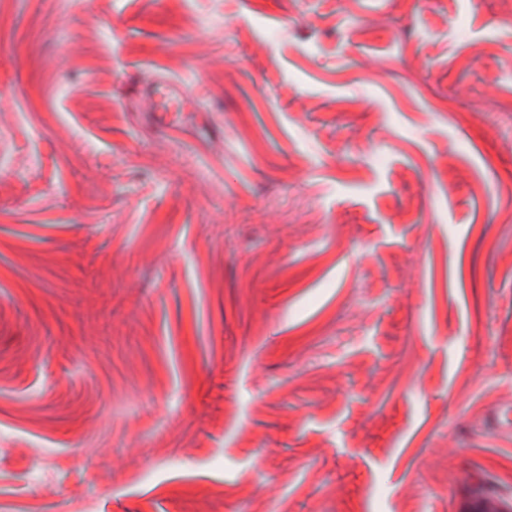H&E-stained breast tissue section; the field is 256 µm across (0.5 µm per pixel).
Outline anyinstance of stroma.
I'll return each instance as SVG.
<instances>
[{
    "instance_id": "stroma-1",
    "label": "stroma",
    "mask_w": 512,
    "mask_h": 512,
    "mask_svg": "<svg viewBox=\"0 0 512 512\" xmlns=\"http://www.w3.org/2000/svg\"><path fill=\"white\" fill-rule=\"evenodd\" d=\"M511 409V6L0 0V512H460Z\"/></svg>"
}]
</instances>
